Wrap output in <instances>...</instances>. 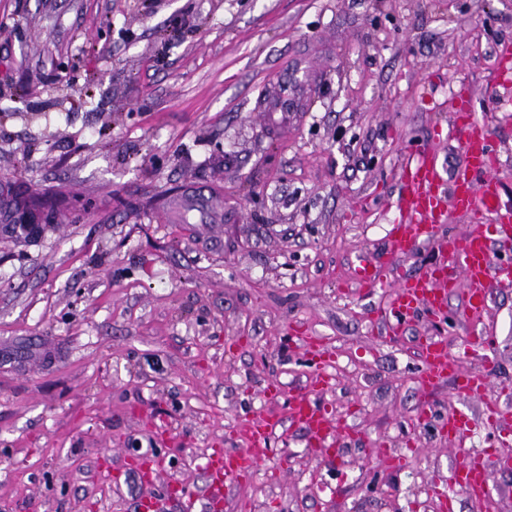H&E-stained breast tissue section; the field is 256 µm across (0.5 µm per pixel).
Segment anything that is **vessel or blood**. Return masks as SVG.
<instances>
[{"label": "vessel or blood", "instance_id": "1", "mask_svg": "<svg viewBox=\"0 0 512 512\" xmlns=\"http://www.w3.org/2000/svg\"><path fill=\"white\" fill-rule=\"evenodd\" d=\"M312 89L305 67L297 62L280 70L271 90L260 96L256 105L264 112H299ZM452 127L462 136L465 166L455 169L449 180L442 182L426 160L406 161L396 206L407 221L390 225V245L401 251L417 240L428 238L441 222L448 205L491 216L492 221L486 228L473 230L449 245L455 267L466 276V285H459L454 275L437 270L423 278L401 281L392 294L390 308L391 315L398 320L421 307L439 313L444 295L457 290L464 293L466 312L472 316L480 315L487 306L489 288L496 272L494 259L498 253L512 250V217L502 214L497 191L489 177L496 164L497 151L484 127L475 120L467 92H460L457 97ZM307 354L316 369L317 390L327 389L331 384L327 370L330 355L323 342L308 338ZM423 357L422 383L428 384L459 371L458 365L449 361L447 347L442 343H427ZM289 417L293 425L305 430L313 446H323L332 433L326 408L307 396L291 399ZM279 423L278 417L264 416L242 424L237 432L245 440L244 447L232 451L214 449L205 464L211 477L208 498L211 512H222L224 508V483L241 482L252 476ZM453 480L466 487L473 499H482L488 482L484 456L467 454L455 467Z\"/></svg>", "mask_w": 512, "mask_h": 512}]
</instances>
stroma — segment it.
<instances>
[{
	"mask_svg": "<svg viewBox=\"0 0 512 512\" xmlns=\"http://www.w3.org/2000/svg\"><path fill=\"white\" fill-rule=\"evenodd\" d=\"M509 51L512 0H0V190L55 214L39 239L0 237V512H136L147 492L208 512L203 466L241 447L233 425L315 393L307 337L333 353L316 395L350 436L320 459L283 422L223 512H446L439 488L447 512H512V435L480 423L512 385V275L478 319L454 294L440 318L386 314L398 280L448 265L478 223L451 209L430 240L387 245L407 158L443 176L464 161L459 87L512 208ZM298 57L322 74L304 111L255 110ZM189 185L216 205L186 212ZM365 256L376 284L356 276ZM433 339L486 395L421 383ZM460 411L462 448L442 429ZM469 448L488 461L479 502L451 480Z\"/></svg>",
	"mask_w": 512,
	"mask_h": 512,
	"instance_id": "35a3bbf8",
	"label": "stroma"
}]
</instances>
